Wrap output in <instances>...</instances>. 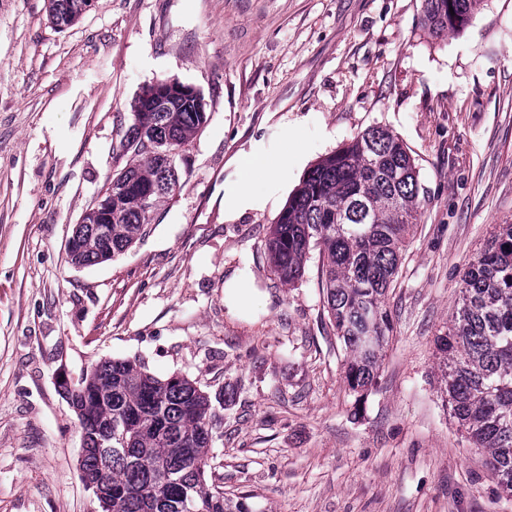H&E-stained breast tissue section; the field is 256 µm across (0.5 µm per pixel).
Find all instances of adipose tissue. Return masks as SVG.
Returning a JSON list of instances; mask_svg holds the SVG:
<instances>
[{
	"mask_svg": "<svg viewBox=\"0 0 512 512\" xmlns=\"http://www.w3.org/2000/svg\"><path fill=\"white\" fill-rule=\"evenodd\" d=\"M237 164L238 181L224 198V207L231 214L259 204L270 182L284 183L288 180L287 162L273 163L255 151L241 153Z\"/></svg>",
	"mask_w": 512,
	"mask_h": 512,
	"instance_id": "obj_1",
	"label": "adipose tissue"
}]
</instances>
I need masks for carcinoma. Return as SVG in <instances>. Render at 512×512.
<instances>
[{"label": "carcinoma", "instance_id": "1", "mask_svg": "<svg viewBox=\"0 0 512 512\" xmlns=\"http://www.w3.org/2000/svg\"><path fill=\"white\" fill-rule=\"evenodd\" d=\"M84 2L48 0V16L69 27ZM481 2L424 0V24L437 36L459 32ZM207 120L196 95L178 92L161 103L137 97L121 142L128 159L112 172V223L76 225L71 264L106 262L154 223L161 200L180 187L168 152L183 151ZM420 216L413 157L398 136L373 126L322 158L273 224L268 250L280 281L302 278L318 251L319 284L356 394L378 376L392 331L384 299ZM435 342L445 407L488 450L497 484L512 495V223L493 225L468 263L453 317ZM58 387L81 428L80 471L105 483L101 512H251L247 497H224L208 475L215 411L198 382L112 359Z\"/></svg>", "mask_w": 512, "mask_h": 512}]
</instances>
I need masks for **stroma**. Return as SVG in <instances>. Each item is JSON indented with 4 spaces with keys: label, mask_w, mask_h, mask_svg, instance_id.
I'll use <instances>...</instances> for the list:
<instances>
[{
    "label": "stroma",
    "mask_w": 512,
    "mask_h": 512,
    "mask_svg": "<svg viewBox=\"0 0 512 512\" xmlns=\"http://www.w3.org/2000/svg\"><path fill=\"white\" fill-rule=\"evenodd\" d=\"M46 4L0 0V512H96L57 379L112 358L222 394L211 464L253 512H512L443 406L434 345L466 264L512 222V0L438 37L423 0H92L61 30ZM165 79L209 116L182 187L123 254L74 266L66 243L126 162L132 104ZM371 126L408 147L423 209L359 398L317 259L281 284L267 242L309 168ZM252 150L288 157V186L225 214Z\"/></svg>",
    "instance_id": "stroma-1"
}]
</instances>
